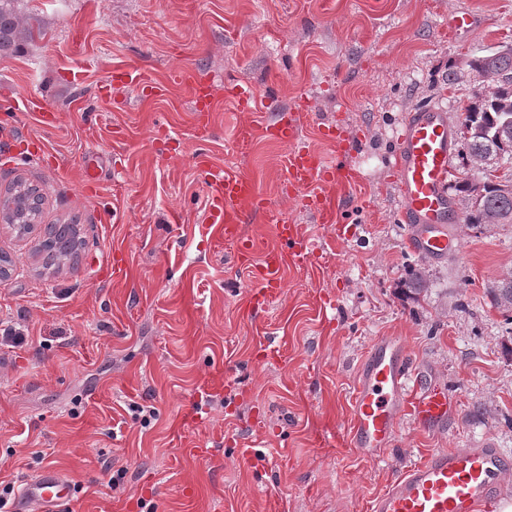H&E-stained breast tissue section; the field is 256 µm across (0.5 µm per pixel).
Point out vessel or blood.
I'll return each mask as SVG.
<instances>
[{
    "label": "vessel or blood",
    "mask_w": 512,
    "mask_h": 512,
    "mask_svg": "<svg viewBox=\"0 0 512 512\" xmlns=\"http://www.w3.org/2000/svg\"><path fill=\"white\" fill-rule=\"evenodd\" d=\"M175 80L188 90L193 111H215L210 82L188 71L177 73ZM167 87V82L128 68L113 71L111 84L100 86L99 91L108 98L125 90L148 88L161 96ZM224 97L237 111L249 115L248 121L228 133L234 150L248 154L260 136L284 146L282 195L312 212L316 223L338 224L340 191L361 181L359 170L347 160L351 139L343 125L336 121L318 128L333 148V156L328 157L301 136L311 112L308 99L281 108L234 83L225 84ZM454 130L447 106L414 108L405 116L394 151L392 181L401 200L398 221L410 229L409 247L431 259L446 258L460 248L450 230L460 221L450 192V160L457 150ZM204 172L206 220L223 225L224 242L233 246L238 266L252 272L249 312L251 318H258L285 288L287 266H307L316 257L315 249L297 224L271 209L253 174L212 163L205 164ZM255 219L271 225L273 244L245 232V224ZM454 411L445 392L424 385L398 338L385 336L371 345L362 363L347 407V432L323 431L314 440L328 447L354 448L374 459L390 444L401 418L433 431L446 424ZM510 471L512 457L490 443L428 452L373 499L369 512H497L504 495L503 477ZM71 498L70 481L47 466L22 487L19 512H53Z\"/></svg>",
    "instance_id": "1"
}]
</instances>
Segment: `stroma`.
<instances>
[{"label":"stroma","instance_id":"stroma-1","mask_svg":"<svg viewBox=\"0 0 512 512\" xmlns=\"http://www.w3.org/2000/svg\"><path fill=\"white\" fill-rule=\"evenodd\" d=\"M18 10L32 38L0 57V191L19 176L37 184L43 223L77 220L86 245L78 264L52 272L34 252L37 234L0 223L13 263L0 284V488L51 465L76 487L57 512H365L423 452L489 441L512 455V321L488 296L512 269V224L463 222L458 252L415 254L390 166L408 110L444 100L461 122L459 102L478 86L466 61L512 44V0H19ZM461 10L482 25L454 41L443 26ZM117 67L157 79L191 69L216 94L237 82L283 106L306 96L311 146L328 151L315 126L339 115L356 136L350 160L366 203L342 212V251L287 269L262 324L245 306L248 271L205 221L198 157L251 170L318 247L330 229L282 197L283 147L260 138L250 154L232 149L231 103L212 113L202 143L179 84L162 99L131 90L100 100ZM29 99L50 103L57 123L22 111ZM116 244L131 260L120 284L105 278ZM415 267L429 276L417 300L404 286ZM266 334L281 343L272 360L258 348ZM382 336L398 337L428 383L455 396L454 415L431 433L402 420L376 461L317 446L318 429L346 428L359 366ZM214 372L224 390L205 404V429L176 433ZM186 442L209 460L183 455Z\"/></svg>","mask_w":512,"mask_h":512}]
</instances>
